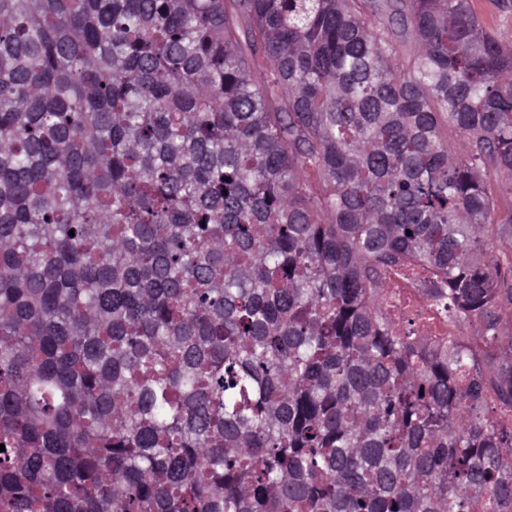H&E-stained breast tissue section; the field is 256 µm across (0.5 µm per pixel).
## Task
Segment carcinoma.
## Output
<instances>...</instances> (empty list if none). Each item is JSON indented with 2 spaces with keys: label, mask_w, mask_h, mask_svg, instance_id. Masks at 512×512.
Returning <instances> with one entry per match:
<instances>
[{
  "label": "carcinoma",
  "mask_w": 512,
  "mask_h": 512,
  "mask_svg": "<svg viewBox=\"0 0 512 512\" xmlns=\"http://www.w3.org/2000/svg\"><path fill=\"white\" fill-rule=\"evenodd\" d=\"M490 172L469 0H0V512H512ZM382 278L387 284L382 306L395 328L413 330L418 324L425 336L447 340L461 336V323L449 319L440 305L412 281L410 273L389 269Z\"/></svg>",
  "instance_id": "carcinoma-1"
}]
</instances>
